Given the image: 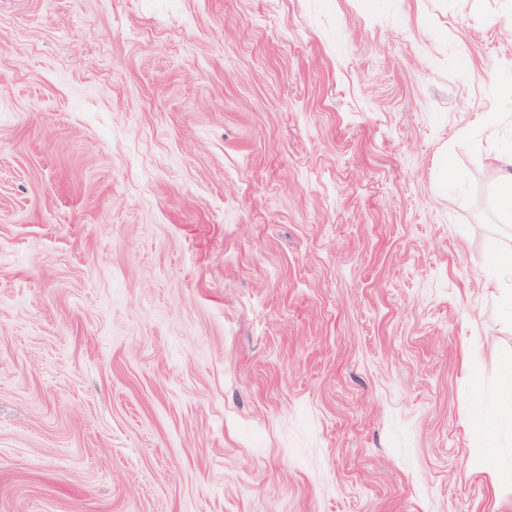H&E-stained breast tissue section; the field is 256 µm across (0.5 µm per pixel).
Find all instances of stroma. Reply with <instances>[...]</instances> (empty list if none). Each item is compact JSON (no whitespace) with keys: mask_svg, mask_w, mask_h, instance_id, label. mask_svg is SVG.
<instances>
[{"mask_svg":"<svg viewBox=\"0 0 512 512\" xmlns=\"http://www.w3.org/2000/svg\"><path fill=\"white\" fill-rule=\"evenodd\" d=\"M512 0H0V512H512ZM500 189L497 209L500 220L505 224L512 222V172L505 170L500 177ZM493 286L499 290L506 305H512V253L502 252L497 264V273Z\"/></svg>","mask_w":512,"mask_h":512,"instance_id":"1","label":"stroma"}]
</instances>
